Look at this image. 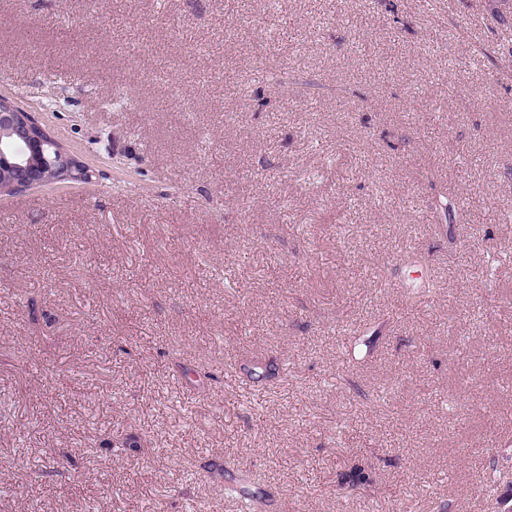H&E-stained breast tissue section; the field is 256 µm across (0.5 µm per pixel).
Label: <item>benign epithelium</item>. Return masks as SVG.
Masks as SVG:
<instances>
[{"mask_svg": "<svg viewBox=\"0 0 512 512\" xmlns=\"http://www.w3.org/2000/svg\"><path fill=\"white\" fill-rule=\"evenodd\" d=\"M46 167L59 172V183L89 178L87 168L32 113L0 96V195L46 186Z\"/></svg>", "mask_w": 512, "mask_h": 512, "instance_id": "7a95c632", "label": "benign epithelium"}]
</instances>
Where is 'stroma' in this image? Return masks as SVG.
<instances>
[{"label": "stroma", "instance_id": "stroma-1", "mask_svg": "<svg viewBox=\"0 0 512 512\" xmlns=\"http://www.w3.org/2000/svg\"><path fill=\"white\" fill-rule=\"evenodd\" d=\"M0 95L93 171L0 196V512H499L512 0H0Z\"/></svg>", "mask_w": 512, "mask_h": 512}]
</instances>
